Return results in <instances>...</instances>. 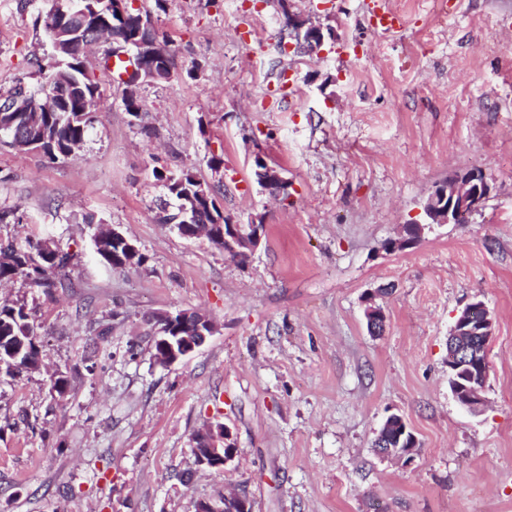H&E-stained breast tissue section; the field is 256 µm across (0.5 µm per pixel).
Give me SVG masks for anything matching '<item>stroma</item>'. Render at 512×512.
I'll use <instances>...</instances> for the list:
<instances>
[{
	"label": "stroma",
	"mask_w": 512,
	"mask_h": 512,
	"mask_svg": "<svg viewBox=\"0 0 512 512\" xmlns=\"http://www.w3.org/2000/svg\"><path fill=\"white\" fill-rule=\"evenodd\" d=\"M132 2L175 56L171 79L140 84L139 118L98 64L111 109L79 150L51 162L0 147V208L21 218L0 241L49 237L73 257L54 297L0 287L32 309L42 363L0 371V512H194L229 488L253 512H512V0H388L404 23L385 34L364 0H290L335 30L312 55L280 52L276 0ZM45 9L0 0V88L49 64ZM258 153L287 200L258 184ZM470 168L491 180L484 208L425 225L433 185ZM179 169L234 223L263 224L248 259L159 222L156 174ZM414 222L417 241L385 250ZM101 224L144 263H104ZM376 288L378 335L363 303ZM479 300L496 326L472 413L448 386V335ZM186 310L216 332L156 364V316ZM392 414L417 440L411 464L372 446ZM216 423L236 445L224 471L193 454Z\"/></svg>",
	"instance_id": "stroma-1"
}]
</instances>
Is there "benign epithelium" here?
Instances as JSON below:
<instances>
[{
    "label": "benign epithelium",
    "mask_w": 512,
    "mask_h": 512,
    "mask_svg": "<svg viewBox=\"0 0 512 512\" xmlns=\"http://www.w3.org/2000/svg\"><path fill=\"white\" fill-rule=\"evenodd\" d=\"M86 16V21L96 25L99 20L81 7L79 0H69L67 4H59L56 21L51 29L52 38H57L60 26L64 25L70 11ZM288 32L307 53L312 54L321 50L324 44L336 38L334 31L321 25L313 24L299 15L288 12ZM258 183L267 190L276 186H288V179L278 170L270 166L258 170ZM491 192L487 174L481 169L459 171L447 179L436 183L424 205V215L429 224H457L462 217H468L480 211ZM264 225L250 224L244 229L239 224H224L217 220L215 237L223 242L222 249L228 255L239 258L250 255L258 246ZM424 225L412 224L407 228V237L390 240L385 248L390 251L402 250L420 237ZM377 292L366 293L365 316L368 327L376 332L384 326L386 315L376 303ZM495 319L482 301H476L465 306L457 315L450 330V335L461 342L457 357L448 364L451 374L450 389L458 403L471 412L478 411L485 402V391L489 380L488 360L481 362L472 357L468 342L481 338L488 341L492 338ZM215 326L211 319L206 318L196 326L197 335L181 337L180 351L173 352L170 363L174 364L193 353L214 332ZM193 452L199 466L223 470L233 460L235 444L232 442L230 431L222 424L208 425L195 437ZM223 505L219 506L208 501H200L195 512H248L247 500L239 495L232 498L228 495L222 498Z\"/></svg>",
    "instance_id": "7a95c632"
}]
</instances>
